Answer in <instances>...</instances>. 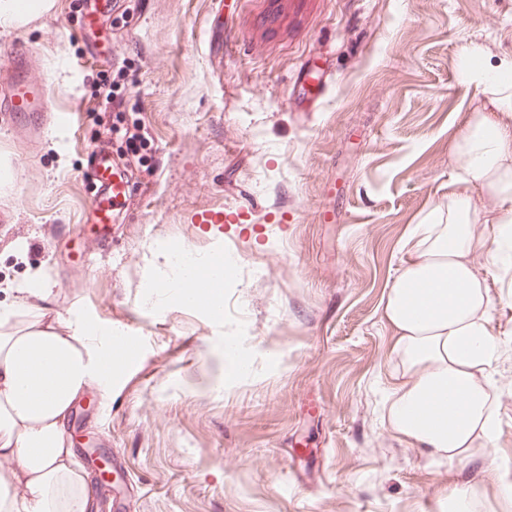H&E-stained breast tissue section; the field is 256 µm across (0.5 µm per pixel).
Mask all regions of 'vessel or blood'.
I'll list each match as a JSON object with an SVG mask.
<instances>
[{"mask_svg":"<svg viewBox=\"0 0 512 512\" xmlns=\"http://www.w3.org/2000/svg\"><path fill=\"white\" fill-rule=\"evenodd\" d=\"M120 0H86L82 14L83 29L100 26L103 19L114 14ZM29 54L25 45H17L7 57L13 71L11 82L0 88V122L10 124L25 115L41 116L52 105L45 83L33 81L24 64ZM95 191L90 200L92 222L100 235H107L116 218L128 211L133 185L111 152L96 150L92 157Z\"/></svg>","mask_w":512,"mask_h":512,"instance_id":"vessel-or-blood-1","label":"vessel or blood"}]
</instances>
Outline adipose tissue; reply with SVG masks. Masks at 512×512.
<instances>
[{
  "instance_id": "1",
  "label": "adipose tissue",
  "mask_w": 512,
  "mask_h": 512,
  "mask_svg": "<svg viewBox=\"0 0 512 512\" xmlns=\"http://www.w3.org/2000/svg\"><path fill=\"white\" fill-rule=\"evenodd\" d=\"M461 79L486 102L464 115L449 154L456 176L444 203L412 227L382 308L392 336L386 420L439 467L471 460L497 427L488 370L500 342L495 296L476 264V227L492 225L498 244L512 243V55L491 64L472 47ZM173 272L163 291L220 311L222 267L204 272L187 261ZM22 293V306L0 305V512H90L89 475L73 461L65 425L79 391L110 389L124 357L111 331L50 317L41 278Z\"/></svg>"
}]
</instances>
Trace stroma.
Listing matches in <instances>:
<instances>
[{
    "label": "stroma",
    "instance_id": "1",
    "mask_svg": "<svg viewBox=\"0 0 512 512\" xmlns=\"http://www.w3.org/2000/svg\"><path fill=\"white\" fill-rule=\"evenodd\" d=\"M111 57L86 58L79 0L0 24L24 43L53 110L43 131L0 128V303L45 269L51 312L139 337L111 392L87 387L67 427L126 468L136 512H440L448 481L512 476V251L476 263L497 299L489 373L498 426L450 470L406 447L382 418L390 333L380 319L411 224L440 201L462 112L465 49L512 53V0H126ZM112 82L124 105L92 112ZM141 188L106 240L90 221L89 153L101 125ZM141 128L151 173L126 154ZM231 214L223 233L195 212ZM238 260L219 314L174 302L154 251ZM237 342L247 371L215 386L214 348Z\"/></svg>",
    "mask_w": 512,
    "mask_h": 512
}]
</instances>
